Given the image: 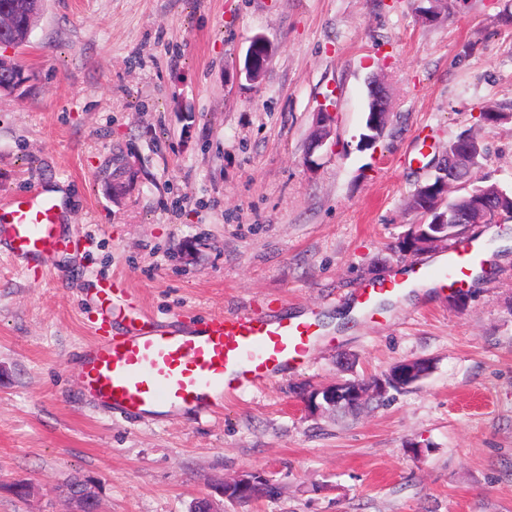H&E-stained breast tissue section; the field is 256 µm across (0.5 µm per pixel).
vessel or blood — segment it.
<instances>
[{"instance_id":"vessel-or-blood-1","label":"vessel or blood","mask_w":512,"mask_h":512,"mask_svg":"<svg viewBox=\"0 0 512 512\" xmlns=\"http://www.w3.org/2000/svg\"><path fill=\"white\" fill-rule=\"evenodd\" d=\"M59 222L51 196L34 189L9 197L0 202V245L11 257L34 262L75 247V240L59 233ZM484 257V248L470 243L448 250L439 265H417L412 274L441 289L459 288ZM407 288L401 280L365 288L357 302L371 318L378 300L401 297ZM321 338L322 322L314 310L297 319L217 314L194 331L133 321L124 336L99 335L84 345L82 388L99 407L127 417H150L158 408L209 415L222 408L225 396L302 367Z\"/></svg>"}]
</instances>
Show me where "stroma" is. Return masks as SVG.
<instances>
[{"label": "stroma", "mask_w": 512, "mask_h": 512, "mask_svg": "<svg viewBox=\"0 0 512 512\" xmlns=\"http://www.w3.org/2000/svg\"><path fill=\"white\" fill-rule=\"evenodd\" d=\"M44 0L0 95V198L65 193L79 248L46 271L0 252V512H64L62 479L94 480L100 512H191L215 482L263 472L277 493L224 512H512V247L462 293L354 319L306 366L207 417L128 418L84 395L78 352L95 290L199 326L216 313L349 308L383 276L432 261L397 243L429 154L474 132L472 178L512 192V0ZM274 53L246 80L250 39ZM392 110L363 149L368 82ZM335 120L310 150L316 114ZM410 359L432 371L357 413L304 398ZM30 488L27 496L17 485Z\"/></svg>", "instance_id": "stroma-1"}]
</instances>
